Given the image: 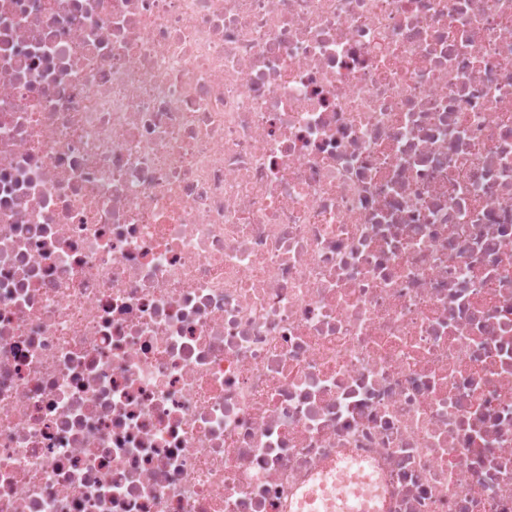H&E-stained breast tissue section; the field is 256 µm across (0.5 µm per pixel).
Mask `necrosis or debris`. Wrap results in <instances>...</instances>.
I'll list each match as a JSON object with an SVG mask.
<instances>
[{
	"instance_id": "necrosis-or-debris-1",
	"label": "necrosis or debris",
	"mask_w": 512,
	"mask_h": 512,
	"mask_svg": "<svg viewBox=\"0 0 512 512\" xmlns=\"http://www.w3.org/2000/svg\"><path fill=\"white\" fill-rule=\"evenodd\" d=\"M512 512V0H0V512Z\"/></svg>"
}]
</instances>
